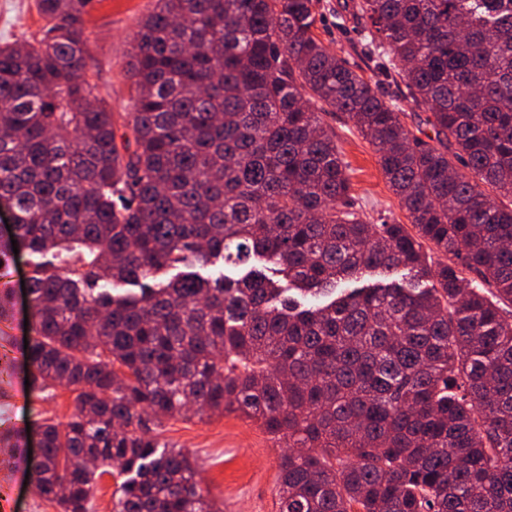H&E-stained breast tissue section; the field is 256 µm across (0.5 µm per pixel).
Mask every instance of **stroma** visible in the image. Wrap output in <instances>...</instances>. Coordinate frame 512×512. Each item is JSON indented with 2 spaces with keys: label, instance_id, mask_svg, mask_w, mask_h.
<instances>
[{
  "label": "stroma",
  "instance_id": "obj_1",
  "mask_svg": "<svg viewBox=\"0 0 512 512\" xmlns=\"http://www.w3.org/2000/svg\"><path fill=\"white\" fill-rule=\"evenodd\" d=\"M343 3L344 0H320L318 37L338 57L361 69L373 84L396 94L394 75L379 71L366 55L361 41L363 24L344 10ZM153 8V0H94L86 17L91 34L89 74L113 111L130 109L128 52L140 19ZM43 25L35 0H0L1 44L39 36ZM324 121L336 133V144L348 166L357 201L367 217L374 222L384 218L406 223V213L381 170L374 147L343 114H326ZM39 260V255L24 250L16 255L9 276L12 314L8 322L0 323V355H7L15 366L11 381L0 384V419L10 427L28 428L27 444L32 451L23 470L0 471V512H58L54 503L37 494L25 473L40 459V425L47 419L66 423L75 407L71 388L58 386L40 392L25 387L27 306L21 282ZM152 432L160 443L181 449L196 462L202 487L223 512H277L282 450L253 421L236 413L208 412L191 418L163 419Z\"/></svg>",
  "mask_w": 512,
  "mask_h": 512
}]
</instances>
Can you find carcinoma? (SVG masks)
<instances>
[{"mask_svg": "<svg viewBox=\"0 0 512 512\" xmlns=\"http://www.w3.org/2000/svg\"><path fill=\"white\" fill-rule=\"evenodd\" d=\"M91 3L36 0L41 38L0 46V320L11 240L72 253L28 278L30 387L77 392L40 425L38 492L88 512L113 469L114 512H221L148 426L196 410L286 444L278 512H512V0H353L429 142L317 37L318 0H156L120 124L87 73ZM336 111L409 224L355 203ZM253 256L314 294L386 280L303 308L260 270L195 271ZM24 457L1 431L0 466ZM397 104L403 112L402 119L406 126L413 131L418 137L429 141L428 137H434L432 128L426 123L427 114L418 109L415 104L408 98L399 96Z\"/></svg>", "mask_w": 512, "mask_h": 512, "instance_id": "1", "label": "carcinoma"}]
</instances>
